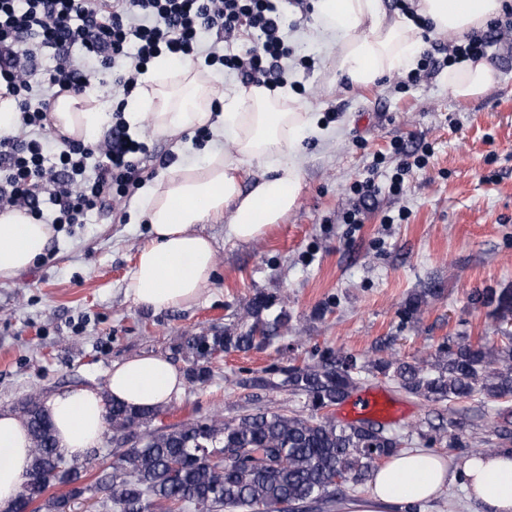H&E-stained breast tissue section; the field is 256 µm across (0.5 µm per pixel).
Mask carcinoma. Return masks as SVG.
Here are the masks:
<instances>
[{"label":"carcinoma","mask_w":512,"mask_h":512,"mask_svg":"<svg viewBox=\"0 0 512 512\" xmlns=\"http://www.w3.org/2000/svg\"><path fill=\"white\" fill-rule=\"evenodd\" d=\"M477 300L493 307L499 322L512 314V289H492ZM265 301L246 308L252 323L238 332L188 336L179 349L192 362L188 378L204 384L207 363L220 352L248 351L267 339ZM501 344L465 342L440 347L410 363L394 355L358 365L352 356L329 355L318 365L288 367L286 383L309 397L310 415H288L266 408L232 420L213 416L190 419L151 432H139L158 415V408H133L106 400V422L123 438L137 433L138 442L116 456L90 484L82 483L87 465L79 466L59 449L44 405L36 398L22 408L32 440L27 478L15 508L63 512L70 500L87 492L103 494V512H286L329 501L339 484H364L378 463L399 453L403 441L376 433L370 423L340 425L324 410L341 403L363 372L397 382L427 401L453 402L481 395L512 399V329H500ZM502 422L493 437L482 440L475 454L512 448V408L499 411ZM62 486L61 495L52 489Z\"/></svg>","instance_id":"carcinoma-1"}]
</instances>
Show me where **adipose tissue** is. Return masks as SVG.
Here are the masks:
<instances>
[{
    "instance_id": "obj_1",
    "label": "adipose tissue",
    "mask_w": 512,
    "mask_h": 512,
    "mask_svg": "<svg viewBox=\"0 0 512 512\" xmlns=\"http://www.w3.org/2000/svg\"><path fill=\"white\" fill-rule=\"evenodd\" d=\"M504 0H417L416 12L435 36L465 35L485 28ZM314 29L338 47L336 71L353 86L367 89L385 74L410 71L424 45L413 19H386L381 0H315ZM158 56L146 77L155 90L131 100L130 125L146 124L153 134L171 136L208 128L214 139L230 138L231 150H210L199 165L175 164L140 190L137 211L151 239L140 248L127 294L140 306L163 310L195 303L214 274V244L199 227L220 220L229 238L250 241L293 210L301 190L298 142L303 132H319V120L285 87L254 86L233 97H216L201 80L199 63L181 64L176 81ZM495 72L485 60H465L448 69V90L456 97L481 94ZM221 108H214V101ZM96 90L60 96L52 113L61 134L90 139L107 118ZM262 167L251 190H243L245 167ZM53 234L26 211L0 212V280L14 278L42 256ZM106 392L74 388L46 405L60 449L82 458L106 427L105 397L134 407L171 403L184 391L179 372L164 356L145 354L113 363ZM31 441L23 420L0 412V512H9L30 464ZM461 481L473 512H512V453L496 452L459 461L426 449L392 456L375 471L365 493L344 512H403L405 506L439 499Z\"/></svg>"
}]
</instances>
